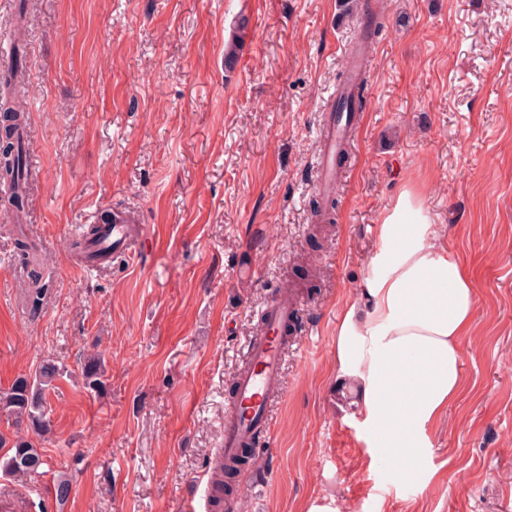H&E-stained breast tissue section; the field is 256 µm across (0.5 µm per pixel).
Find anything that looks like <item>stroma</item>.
<instances>
[{
    "label": "stroma",
    "mask_w": 512,
    "mask_h": 512,
    "mask_svg": "<svg viewBox=\"0 0 512 512\" xmlns=\"http://www.w3.org/2000/svg\"><path fill=\"white\" fill-rule=\"evenodd\" d=\"M348 0H27L29 204L0 215V391L54 360L44 474L0 471L17 512H180L224 441L241 352L276 290L302 292L276 396L224 512H512V0H362L382 30L339 162L335 221L312 223L323 104L361 14ZM236 44L226 66L228 44ZM471 277L463 384L394 486L336 383V326L401 191ZM134 211L143 262L86 269L70 243ZM50 277L31 314L16 236ZM257 273H250V266ZM106 366L87 389L86 356ZM71 480L65 504L54 482Z\"/></svg>",
    "instance_id": "stroma-1"
}]
</instances>
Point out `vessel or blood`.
Listing matches in <instances>:
<instances>
[{
  "instance_id": "vessel-or-blood-1",
  "label": "vessel or blood",
  "mask_w": 512,
  "mask_h": 512,
  "mask_svg": "<svg viewBox=\"0 0 512 512\" xmlns=\"http://www.w3.org/2000/svg\"><path fill=\"white\" fill-rule=\"evenodd\" d=\"M346 119L325 112L321 149L314 159L315 189L331 194L339 188L341 173L336 156L346 136ZM147 239L136 216L125 210H113L112 226L97 245L99 253L113 257L144 253ZM297 295L281 292L263 309V321L247 340L242 354L244 370L235 379L234 400L224 408V457L238 456L241 449L266 441L271 433V398L282 389L283 353L288 348V327L298 310Z\"/></svg>"
}]
</instances>
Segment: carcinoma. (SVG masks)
Returning <instances> with one entry per match:
<instances>
[{
  "mask_svg": "<svg viewBox=\"0 0 512 512\" xmlns=\"http://www.w3.org/2000/svg\"><path fill=\"white\" fill-rule=\"evenodd\" d=\"M380 28L375 16L367 18L357 51L359 64L338 76L341 92L336 97V111L356 112L361 107L366 82V44L378 35ZM25 47V40L16 39L10 62L0 67V206L5 215L16 218L27 205L29 178L26 138L22 135L27 117L20 91L27 67ZM62 373L63 368L48 362L35 371L34 377L19 379L9 390L0 392V412L17 423L27 422L38 434L46 432L45 392ZM103 373L100 358L85 361L83 375L88 388L102 389ZM0 447L7 448L0 456V470L7 474L30 476L44 465L42 453L27 439L18 438L9 445L0 436Z\"/></svg>",
  "mask_w": 512,
  "mask_h": 512,
  "instance_id": "cac0c4a2",
  "label": "carcinoma"
}]
</instances>
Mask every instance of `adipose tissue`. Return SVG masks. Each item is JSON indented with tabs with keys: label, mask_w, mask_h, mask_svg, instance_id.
Here are the masks:
<instances>
[{
	"label": "adipose tissue",
	"mask_w": 512,
	"mask_h": 512,
	"mask_svg": "<svg viewBox=\"0 0 512 512\" xmlns=\"http://www.w3.org/2000/svg\"><path fill=\"white\" fill-rule=\"evenodd\" d=\"M423 205L404 191L379 228L380 274L336 327V377L359 389L384 460L404 467L426 446L424 428L461 388L459 341L475 311L463 266L425 232Z\"/></svg>",
	"instance_id": "obj_1"
}]
</instances>
